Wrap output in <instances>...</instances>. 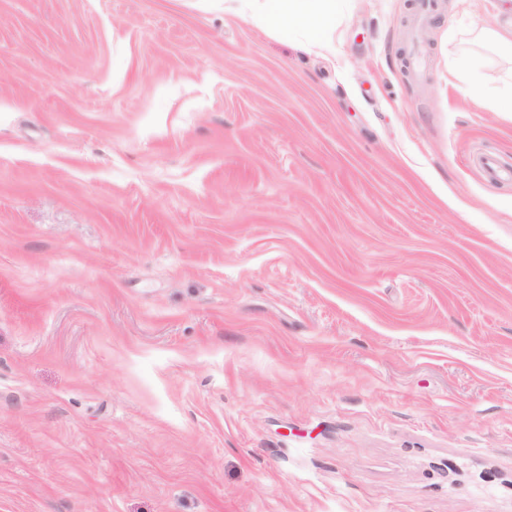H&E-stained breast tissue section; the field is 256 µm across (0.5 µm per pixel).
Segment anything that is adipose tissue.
<instances>
[{
  "label": "adipose tissue",
  "mask_w": 512,
  "mask_h": 512,
  "mask_svg": "<svg viewBox=\"0 0 512 512\" xmlns=\"http://www.w3.org/2000/svg\"><path fill=\"white\" fill-rule=\"evenodd\" d=\"M260 19L281 30L299 29L309 46H323L336 25L342 0H259Z\"/></svg>",
  "instance_id": "1"
}]
</instances>
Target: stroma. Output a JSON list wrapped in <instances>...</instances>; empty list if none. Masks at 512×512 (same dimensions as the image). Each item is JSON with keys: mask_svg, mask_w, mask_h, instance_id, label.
I'll return each mask as SVG.
<instances>
[{"mask_svg": "<svg viewBox=\"0 0 512 512\" xmlns=\"http://www.w3.org/2000/svg\"><path fill=\"white\" fill-rule=\"evenodd\" d=\"M224 2L0 0V512H512V0ZM260 2V19L287 34L301 30L312 47H322L336 26L342 0H248Z\"/></svg>", "mask_w": 512, "mask_h": 512, "instance_id": "1", "label": "stroma"}]
</instances>
